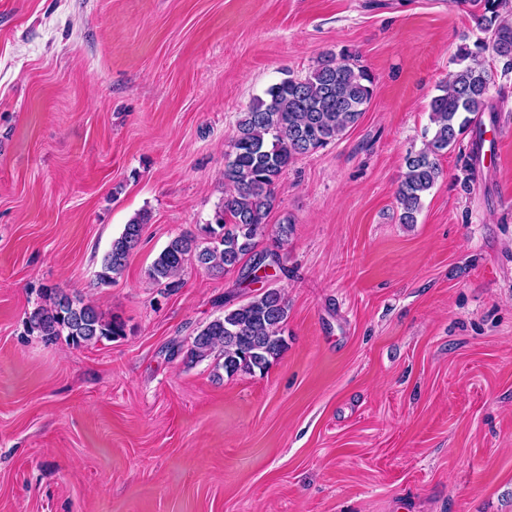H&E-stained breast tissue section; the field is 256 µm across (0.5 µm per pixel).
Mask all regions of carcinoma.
I'll list each match as a JSON object with an SVG mask.
<instances>
[{"label":"carcinoma","mask_w":512,"mask_h":512,"mask_svg":"<svg viewBox=\"0 0 512 512\" xmlns=\"http://www.w3.org/2000/svg\"><path fill=\"white\" fill-rule=\"evenodd\" d=\"M469 2L484 37L474 48L460 49L459 68L429 103L431 138L404 157L405 171L395 193L402 224L417 223L424 196L443 174L441 157L468 130L474 134L473 157H479L486 133L482 115L489 113L493 122L496 112L489 97L485 53L504 60V71H512V0ZM372 85V75L355 56L329 52L305 76L284 78L255 98L237 120L232 150L224 161L229 192L216 207L213 222L200 227L198 234L187 231L172 237L148 269V279L176 289L190 259L209 272L224 273L246 256L244 279L257 283L271 277L266 268L280 265V256L274 250L255 251L256 239L265 233L283 174L296 158L326 147L354 126L370 103ZM149 220L146 211L136 214L112 239L95 274L96 285H110L124 272ZM287 319L282 292L261 289L247 303L224 310L202 327L187 349L185 364L216 353L229 375L264 372L286 347L282 333ZM26 325L47 343L63 338L76 347L125 334L122 321L57 286L40 290Z\"/></svg>","instance_id":"obj_1"}]
</instances>
